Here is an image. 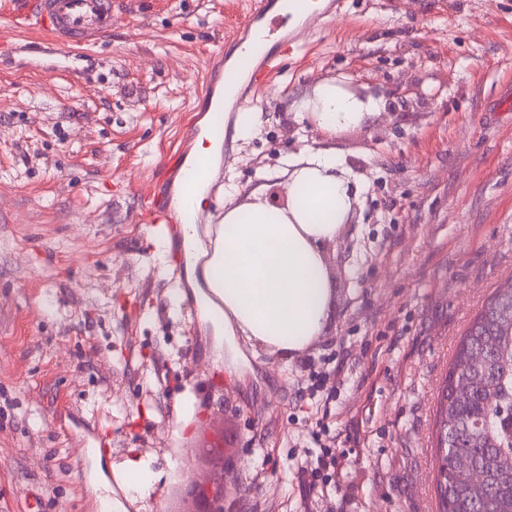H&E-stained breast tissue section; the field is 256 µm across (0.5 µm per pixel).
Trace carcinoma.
<instances>
[{
  "mask_svg": "<svg viewBox=\"0 0 512 512\" xmlns=\"http://www.w3.org/2000/svg\"><path fill=\"white\" fill-rule=\"evenodd\" d=\"M512 279L498 283L460 337L442 386L439 415L448 436L438 470V512H512ZM462 453L480 468L476 500L451 467Z\"/></svg>",
  "mask_w": 512,
  "mask_h": 512,
  "instance_id": "cac0c4a2",
  "label": "carcinoma"
}]
</instances>
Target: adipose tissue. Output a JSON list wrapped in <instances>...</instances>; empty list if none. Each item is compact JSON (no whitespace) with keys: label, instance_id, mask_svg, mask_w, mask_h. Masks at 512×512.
Segmentation results:
<instances>
[{"label":"adipose tissue","instance_id":"1","mask_svg":"<svg viewBox=\"0 0 512 512\" xmlns=\"http://www.w3.org/2000/svg\"><path fill=\"white\" fill-rule=\"evenodd\" d=\"M379 98L360 100L323 81L306 105L317 126L333 134L380 113ZM287 202L265 200V184L251 199L227 202L203 267L185 265L188 284L207 283L223 291L224 318L213 321L216 335L243 334L280 355H293L320 336L330 314L333 284L323 258L325 243L336 238L355 197L340 160L319 151L298 162L285 159Z\"/></svg>","mask_w":512,"mask_h":512}]
</instances>
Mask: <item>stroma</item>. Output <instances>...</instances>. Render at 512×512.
Listing matches in <instances>:
<instances>
[{"label":"stroma","instance_id":"1","mask_svg":"<svg viewBox=\"0 0 512 512\" xmlns=\"http://www.w3.org/2000/svg\"><path fill=\"white\" fill-rule=\"evenodd\" d=\"M249 3L126 0L72 83L25 64L32 33L0 0V512H95L97 485L124 498L133 451L158 479L127 512H179L214 426L227 512H437L442 383L512 277V0H340L276 51L262 127L225 151L208 213L227 182L282 189L288 155L347 168L330 317L289 359L171 311L184 251L160 260L138 202ZM332 79L385 112L326 136L296 110Z\"/></svg>","mask_w":512,"mask_h":512}]
</instances>
